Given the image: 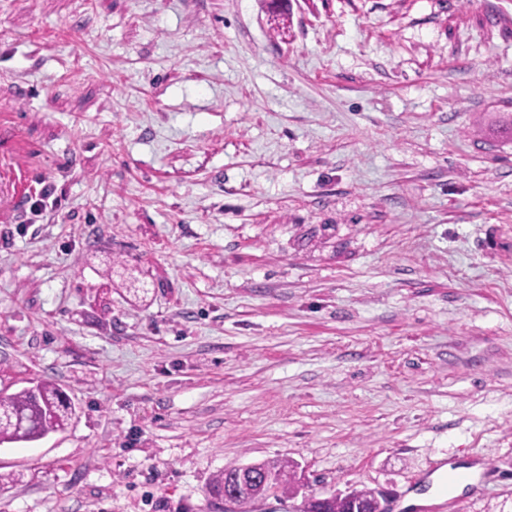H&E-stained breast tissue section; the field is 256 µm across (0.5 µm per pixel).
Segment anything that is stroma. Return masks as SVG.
<instances>
[{
  "label": "stroma",
  "instance_id": "1",
  "mask_svg": "<svg viewBox=\"0 0 512 512\" xmlns=\"http://www.w3.org/2000/svg\"><path fill=\"white\" fill-rule=\"evenodd\" d=\"M511 122L512 0H0V512H512ZM29 387L0 395V445L41 440L49 433L66 430L75 416V407L56 384L39 381L35 390ZM20 414L29 420L21 433L11 422ZM273 473V483L270 486L259 489L251 496L244 497L237 501L236 506L239 512H251L248 508L255 502L266 497L267 491H279L282 496H291L298 484L296 467L288 459H275L257 463ZM347 498L335 497L330 500L320 501L321 498H308L301 512H351L350 502L360 501L371 503L374 499V491L368 488L352 489L347 492ZM323 509L324 511H321Z\"/></svg>",
  "mask_w": 512,
  "mask_h": 512
}]
</instances>
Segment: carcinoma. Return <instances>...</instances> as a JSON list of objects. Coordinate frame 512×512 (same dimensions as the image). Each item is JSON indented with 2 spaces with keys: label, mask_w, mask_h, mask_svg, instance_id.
Segmentation results:
<instances>
[{
  "label": "carcinoma",
  "mask_w": 512,
  "mask_h": 512,
  "mask_svg": "<svg viewBox=\"0 0 512 512\" xmlns=\"http://www.w3.org/2000/svg\"><path fill=\"white\" fill-rule=\"evenodd\" d=\"M75 416V407L62 390L49 381H39L36 389L28 387L11 394L0 395V445L4 443H29L43 439L50 433L64 431ZM259 466L273 473V483L237 501L239 512H250L249 507L266 497V493L279 491L291 496L298 484L295 465L286 459L268 460ZM237 471V466L227 465L210 482L209 492L218 495L224 483ZM374 491L368 488L353 489L345 498L335 497L320 501L311 497L304 502L301 512H351L353 501L370 502Z\"/></svg>",
  "instance_id": "carcinoma-1"
}]
</instances>
